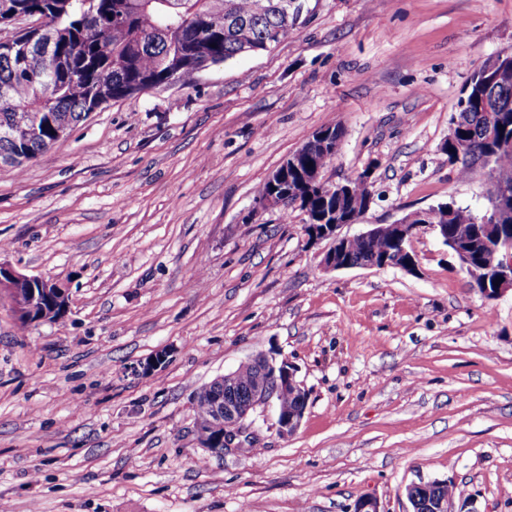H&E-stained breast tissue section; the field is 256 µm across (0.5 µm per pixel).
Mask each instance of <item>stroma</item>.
Wrapping results in <instances>:
<instances>
[{
    "label": "stroma",
    "instance_id": "1",
    "mask_svg": "<svg viewBox=\"0 0 512 512\" xmlns=\"http://www.w3.org/2000/svg\"><path fill=\"white\" fill-rule=\"evenodd\" d=\"M267 51L112 101L0 170V262L63 283L67 313L21 329L0 298V502L10 512H407L452 480L512 512V292L473 289L427 226L417 272L319 268L307 216L255 213L269 174L327 122L324 175L366 172L356 236L446 200L483 213L489 176L444 144L475 70L512 46V0H306ZM151 374L139 363L156 351ZM309 392L280 436L212 455L201 387L255 355Z\"/></svg>",
    "mask_w": 512,
    "mask_h": 512
}]
</instances>
